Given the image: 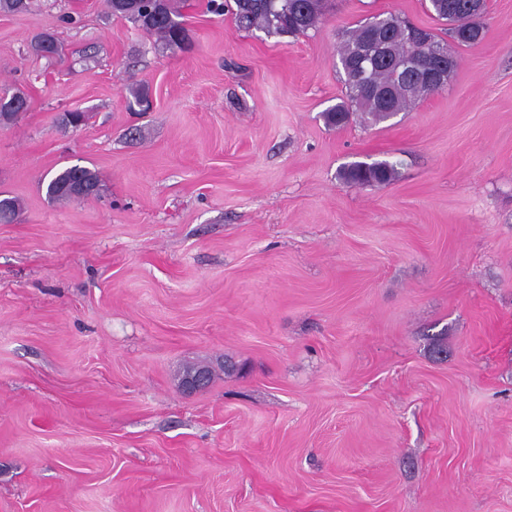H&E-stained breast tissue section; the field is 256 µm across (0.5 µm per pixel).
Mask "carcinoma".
<instances>
[{
    "label": "carcinoma",
    "mask_w": 512,
    "mask_h": 512,
    "mask_svg": "<svg viewBox=\"0 0 512 512\" xmlns=\"http://www.w3.org/2000/svg\"><path fill=\"white\" fill-rule=\"evenodd\" d=\"M327 0H209L210 9L219 14L230 9L238 29L259 30L268 37L304 35L319 24ZM432 15L450 25L448 33L460 45L471 46L483 37L479 18L485 11L481 0H428ZM109 11L126 19L149 34H154L172 49H187V35L179 12L178 0H106ZM384 34L389 60L371 71L372 87L361 89L358 81L359 49L370 43L376 33ZM32 48L41 54L55 56L59 46L49 34L35 38ZM446 61V73L452 75L457 59L448 53V45L430 30L416 27L392 13H382L358 22L347 32L338 47V65L343 71L345 94L341 102L323 113L326 123L340 127L352 116L364 122L387 120L409 108L416 100L439 91L423 75L406 78L397 65L406 59H418L430 69L439 61ZM20 92L0 94V116L16 119L20 110L12 101L24 100ZM343 183L349 186L386 185L398 177L394 163L387 160L353 161L339 171ZM86 187L85 198L98 192L96 174L87 167L73 165L64 168L46 187V195L53 201L73 199L72 187ZM20 211L14 197H0V223L13 222Z\"/></svg>",
    "instance_id": "1"
}]
</instances>
